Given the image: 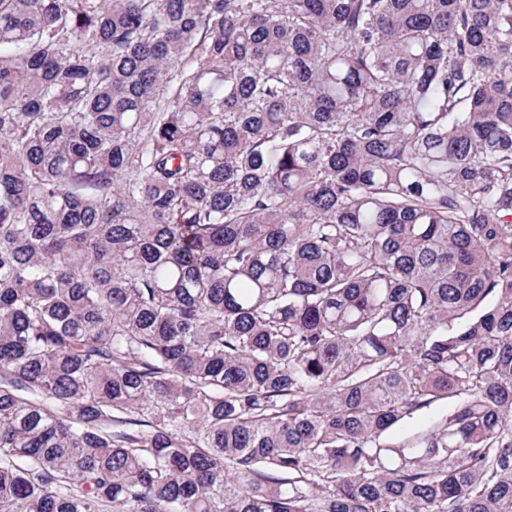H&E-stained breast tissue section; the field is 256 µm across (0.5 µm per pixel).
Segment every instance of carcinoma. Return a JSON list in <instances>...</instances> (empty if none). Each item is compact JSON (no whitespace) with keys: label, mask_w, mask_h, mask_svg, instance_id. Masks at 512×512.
<instances>
[{"label":"carcinoma","mask_w":512,"mask_h":512,"mask_svg":"<svg viewBox=\"0 0 512 512\" xmlns=\"http://www.w3.org/2000/svg\"><path fill=\"white\" fill-rule=\"evenodd\" d=\"M0 512H512V0H0Z\"/></svg>","instance_id":"cac0c4a2"}]
</instances>
